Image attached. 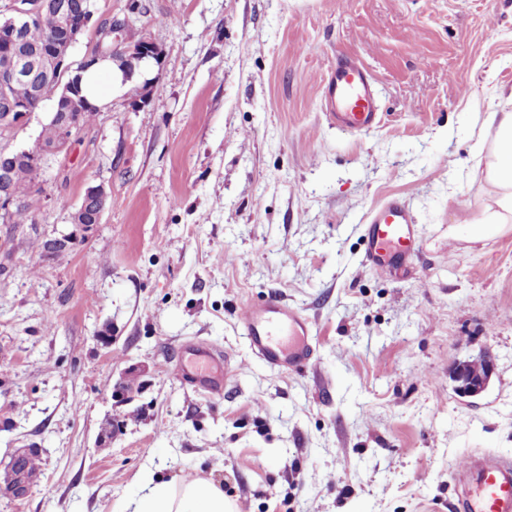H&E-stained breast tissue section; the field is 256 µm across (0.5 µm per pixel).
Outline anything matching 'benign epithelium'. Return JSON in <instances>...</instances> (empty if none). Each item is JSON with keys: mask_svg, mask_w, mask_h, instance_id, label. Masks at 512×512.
Returning <instances> with one entry per match:
<instances>
[{"mask_svg": "<svg viewBox=\"0 0 512 512\" xmlns=\"http://www.w3.org/2000/svg\"><path fill=\"white\" fill-rule=\"evenodd\" d=\"M12 16L0 20V123L5 129L14 130L26 124L30 112L20 103L12 100L8 87L14 83L28 82L37 87L41 98L54 99L50 122L55 135L50 145L40 144L38 150H23L11 161L37 162L45 153L64 154L69 151L83 128V112L86 101L80 96V72L94 63L109 59L125 76L135 70V63L153 60L162 65V50L153 41L142 37L125 50L105 46L112 36L125 27V23L108 18L96 24L97 47L74 62L70 50L90 27L94 12L91 4L75 10L72 0H12ZM34 21H47L51 30L42 43L32 46L28 43L26 30ZM106 194L103 187L89 186L85 189L72 213V223L88 230L101 223L105 210ZM18 204L15 197L10 166L0 165V222H10L13 210ZM484 376L475 377L469 363L459 365L454 373L457 388L465 396L480 394L487 386L493 371L490 359L482 362ZM28 455L21 451L12 456L7 466L4 488L15 497L27 491L28 476L18 470L17 461Z\"/></svg>", "mask_w": 512, "mask_h": 512, "instance_id": "7a95c632", "label": "benign epithelium"}]
</instances>
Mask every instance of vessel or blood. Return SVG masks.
Segmentation results:
<instances>
[{"label":"vessel or blood","mask_w":512,"mask_h":512,"mask_svg":"<svg viewBox=\"0 0 512 512\" xmlns=\"http://www.w3.org/2000/svg\"><path fill=\"white\" fill-rule=\"evenodd\" d=\"M325 115L337 129L362 133L378 127L375 81L349 55H338L323 92ZM366 248L362 263L369 268L405 269L417 257L414 218L398 200L389 199L363 226ZM252 353L267 365L291 371L314 363L316 332L313 321L298 307L271 294L260 303H247L240 317ZM178 378L205 396L223 393L235 372L229 354L189 340L175 365ZM454 512H512V459L489 454L471 455L455 470Z\"/></svg>","instance_id":"obj_1"}]
</instances>
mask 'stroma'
<instances>
[{"instance_id": "35a3bbf8", "label": "stroma", "mask_w": 512, "mask_h": 512, "mask_svg": "<svg viewBox=\"0 0 512 512\" xmlns=\"http://www.w3.org/2000/svg\"><path fill=\"white\" fill-rule=\"evenodd\" d=\"M94 10L128 18L163 64L145 104L114 93L47 160L31 223L0 224V463L42 458L0 512H124L147 473L206 477L236 512H452L459 463L512 458V232L475 241L461 223L490 202L478 128L512 112V0ZM340 52L375 78L369 132L321 110ZM52 109L0 149H36ZM94 185L101 224L41 254ZM390 197L416 218L404 275L362 263V226ZM273 292L315 324L308 370L269 367L241 334L244 305ZM194 338L240 367L222 395L173 374ZM483 354L486 390L459 396L454 367Z\"/></svg>"}]
</instances>
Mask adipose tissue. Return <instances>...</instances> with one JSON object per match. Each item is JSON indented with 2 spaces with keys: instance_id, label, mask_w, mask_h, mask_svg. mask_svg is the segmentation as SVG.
I'll list each match as a JSON object with an SVG mask.
<instances>
[{
  "instance_id": "ef3b65f1",
  "label": "adipose tissue",
  "mask_w": 512,
  "mask_h": 512,
  "mask_svg": "<svg viewBox=\"0 0 512 512\" xmlns=\"http://www.w3.org/2000/svg\"><path fill=\"white\" fill-rule=\"evenodd\" d=\"M478 147L486 148L484 180L489 204L465 221L474 229L475 240L512 230V112H492L478 132ZM130 512H234L223 490L211 480L191 477L177 483L145 477L141 493L132 499Z\"/></svg>"
}]
</instances>
